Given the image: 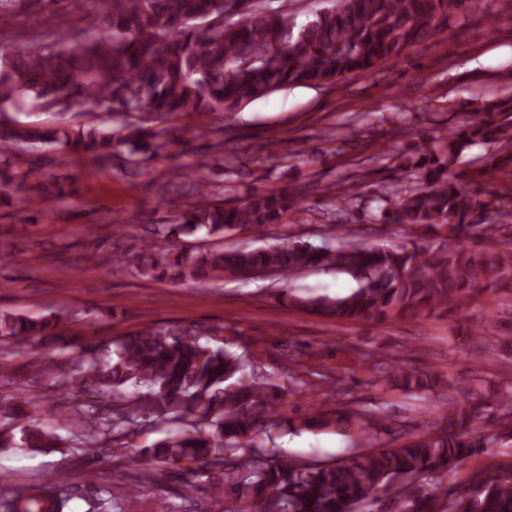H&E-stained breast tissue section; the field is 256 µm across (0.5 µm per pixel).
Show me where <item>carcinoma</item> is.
<instances>
[{
  "mask_svg": "<svg viewBox=\"0 0 512 512\" xmlns=\"http://www.w3.org/2000/svg\"><path fill=\"white\" fill-rule=\"evenodd\" d=\"M58 0H0V14L32 11ZM107 33L88 32L77 44L25 43L0 50V113L29 100L44 108L74 103L104 107L122 119L114 144L112 127L71 124L40 129L16 120L0 122V195L35 207L63 200L66 184L54 174L70 157L89 154L99 164L135 177L148 159L182 143L169 138L160 122L171 116L235 112L243 105L293 85L321 86L398 62L431 26L467 15L486 0H330L304 22L286 10L255 4L245 22L222 27L202 16L224 12L226 0H107ZM144 109L136 121L127 110ZM444 149L403 159L417 173V185L386 190L380 207L385 224L447 227L436 246L359 244L353 228L337 245L315 247L289 241L255 249L188 252L173 239L200 230L222 235L238 229H265L303 211L302 198L286 191L255 190L243 199L214 198L210 163H195L196 196L162 224L148 225V240L116 256L95 254L103 266L117 265L146 279L222 281L268 274L291 277L311 267H332L359 281L343 297L297 300L338 322L409 319L429 311L457 312L483 290L512 287V231L484 250L464 244L487 235V221L475 213L493 209L512 215L509 192H488L482 200L452 169L476 141L495 142L499 168L512 167V109L489 106L470 113L442 135ZM50 145L56 155L26 154ZM123 149H117V146ZM55 314L31 317L0 312V343L31 355L33 368L51 384L79 389L95 400L73 409L71 427L86 455L109 439L120 441L160 423L167 435L138 450L148 469L130 477L119 512H136L138 485L162 471L204 481L226 499H247L255 512H365L379 493L398 504L397 512H512V472L476 470L465 497L452 489L418 493L419 482L446 472L459 461L493 447L499 435L512 437V411L498 416L499 430L473 432L468 426L482 410L452 404L437 427L397 447L377 444L381 420L357 408L333 416L307 417L299 424L278 411L289 392L314 388L291 364L285 387L261 372L258 353L224 345V324L172 325L126 333L98 345H76L64 371L38 354L44 337L57 335ZM408 390L425 393L435 383L415 370L392 364ZM31 401L0 397V452L57 448L62 438L34 417ZM355 427L357 450L334 464L299 465L274 451L272 431ZM73 494L59 475L17 491L3 503L6 512H67Z\"/></svg>",
  "mask_w": 512,
  "mask_h": 512,
  "instance_id": "1",
  "label": "carcinoma"
}]
</instances>
